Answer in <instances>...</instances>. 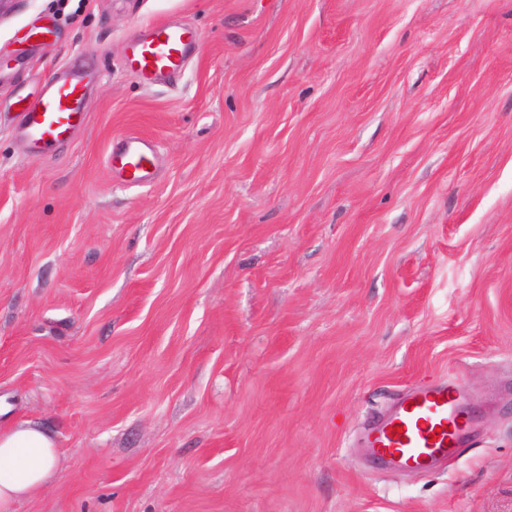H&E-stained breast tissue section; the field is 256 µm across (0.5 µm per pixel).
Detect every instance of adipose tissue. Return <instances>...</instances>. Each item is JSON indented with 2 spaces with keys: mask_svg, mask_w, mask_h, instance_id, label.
Listing matches in <instances>:
<instances>
[{
  "mask_svg": "<svg viewBox=\"0 0 512 512\" xmlns=\"http://www.w3.org/2000/svg\"><path fill=\"white\" fill-rule=\"evenodd\" d=\"M56 443L44 428L24 422L0 431V512L43 488L56 468Z\"/></svg>",
  "mask_w": 512,
  "mask_h": 512,
  "instance_id": "ef3b65f1",
  "label": "adipose tissue"
}]
</instances>
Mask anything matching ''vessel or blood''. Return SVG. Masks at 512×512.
I'll use <instances>...</instances> for the list:
<instances>
[{
    "instance_id": "vessel-or-blood-1",
    "label": "vessel or blood",
    "mask_w": 512,
    "mask_h": 512,
    "mask_svg": "<svg viewBox=\"0 0 512 512\" xmlns=\"http://www.w3.org/2000/svg\"><path fill=\"white\" fill-rule=\"evenodd\" d=\"M195 40L188 28L169 22L149 24L144 37L131 44L127 63L147 83L175 78ZM89 81L88 74L71 72L25 105L21 129L32 157L43 156L86 123ZM156 163L155 143L137 134L114 138L106 154L107 168L122 173L135 186L152 181ZM464 405L462 376L421 386L402 397L381 424L367 432L366 445L382 460L428 469L464 447L467 432L460 421Z\"/></svg>"
}]
</instances>
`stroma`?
Listing matches in <instances>:
<instances>
[{"label": "stroma", "mask_w": 512, "mask_h": 512, "mask_svg": "<svg viewBox=\"0 0 512 512\" xmlns=\"http://www.w3.org/2000/svg\"><path fill=\"white\" fill-rule=\"evenodd\" d=\"M161 21L199 41L150 87L126 54ZM71 68L88 122L31 158L19 114ZM126 133L150 185L106 167ZM458 372L448 465L360 447ZM25 421L59 462L14 512H512V0H15L0 430ZM106 166L125 175L133 186L147 185L153 180L157 166L156 145L137 134L114 138L107 150Z\"/></svg>", "instance_id": "stroma-1"}]
</instances>
